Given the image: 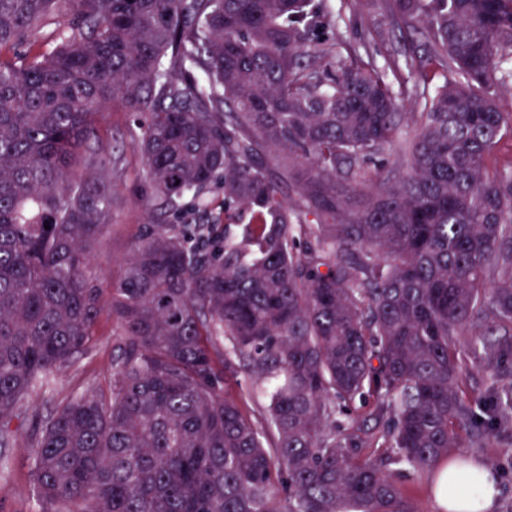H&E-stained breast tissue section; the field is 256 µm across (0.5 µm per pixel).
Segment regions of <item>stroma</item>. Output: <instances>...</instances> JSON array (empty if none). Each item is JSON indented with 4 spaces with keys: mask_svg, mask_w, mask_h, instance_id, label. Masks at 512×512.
<instances>
[{
    "mask_svg": "<svg viewBox=\"0 0 512 512\" xmlns=\"http://www.w3.org/2000/svg\"><path fill=\"white\" fill-rule=\"evenodd\" d=\"M344 12L336 32L354 42L371 40L378 54H385L395 40L383 0H332ZM141 134L120 103L109 104L99 124V146L106 160L105 175L114 185L112 219L91 255L96 285L109 289L143 225L154 216L142 195L143 158L137 146ZM118 326L109 314H102L87 350L67 367L54 372L44 387L32 391L18 417L13 418L15 442L1 454L8 467L0 471V512H38V501L30 477L25 443L42 420L69 397L107 390L112 380V354ZM451 457H467L497 466L500 493L493 512H512V427L500 429L484 448H455Z\"/></svg>",
    "mask_w": 512,
    "mask_h": 512,
    "instance_id": "obj_1",
    "label": "stroma"
}]
</instances>
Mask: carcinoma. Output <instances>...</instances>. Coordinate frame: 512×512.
Segmentation results:
<instances>
[{
    "label": "carcinoma",
    "mask_w": 512,
    "mask_h": 512,
    "mask_svg": "<svg viewBox=\"0 0 512 512\" xmlns=\"http://www.w3.org/2000/svg\"><path fill=\"white\" fill-rule=\"evenodd\" d=\"M384 2L423 53L327 38L315 0H0V447L121 329L109 394L31 434L41 512H418L402 474L512 424V0ZM114 101L146 203L205 222L145 225L105 300ZM224 396H233L241 403V405L251 414L259 417L265 407V400L260 398H253L249 395V391L242 381L240 387L235 381L224 388Z\"/></svg>",
    "instance_id": "cac0c4a2"
}]
</instances>
